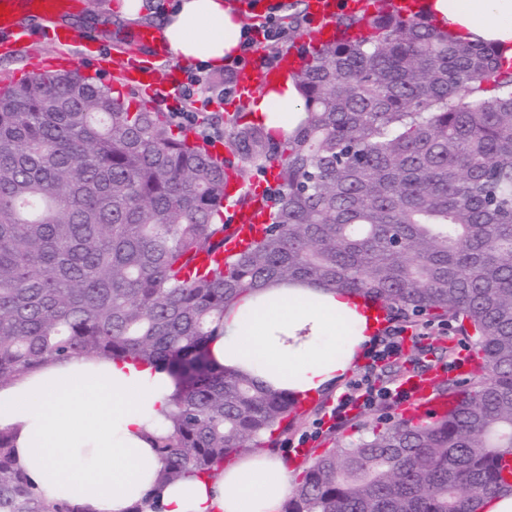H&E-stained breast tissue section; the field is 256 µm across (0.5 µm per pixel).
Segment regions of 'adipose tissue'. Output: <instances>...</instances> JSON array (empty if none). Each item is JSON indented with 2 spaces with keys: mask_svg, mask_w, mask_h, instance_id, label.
I'll return each instance as SVG.
<instances>
[{
  "mask_svg": "<svg viewBox=\"0 0 512 512\" xmlns=\"http://www.w3.org/2000/svg\"><path fill=\"white\" fill-rule=\"evenodd\" d=\"M416 10L451 38L480 42L512 58V0H419ZM250 30L236 0H175L161 28L181 66L220 68L242 53ZM302 100L293 77H269L251 100L252 121L290 131ZM256 311L243 302L224 316L213 359L274 389L313 396L349 369L376 332L373 311L341 290L272 288ZM176 392L162 369L73 358L0 386V429L40 494L83 512H128L153 494L157 512H281L294 476L266 451L244 450L216 476L187 477L163 489L156 450Z\"/></svg>",
  "mask_w": 512,
  "mask_h": 512,
  "instance_id": "obj_1",
  "label": "adipose tissue"
}]
</instances>
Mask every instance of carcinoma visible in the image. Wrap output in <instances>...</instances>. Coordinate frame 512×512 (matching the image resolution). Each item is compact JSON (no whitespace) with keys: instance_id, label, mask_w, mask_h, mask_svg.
I'll return each instance as SVG.
<instances>
[{"instance_id":"carcinoma-1","label":"carcinoma","mask_w":512,"mask_h":512,"mask_svg":"<svg viewBox=\"0 0 512 512\" xmlns=\"http://www.w3.org/2000/svg\"><path fill=\"white\" fill-rule=\"evenodd\" d=\"M368 2L302 56L288 138L234 124L237 165L277 185L247 246L191 280L182 261L224 246V162L78 71L0 85V384L81 356L158 365L177 384L160 481L212 476L302 415L212 360L225 313L266 288H341L458 324L479 363L444 411L312 458L283 512H478L512 492V59ZM0 512H80L42 498L4 430Z\"/></svg>"}]
</instances>
